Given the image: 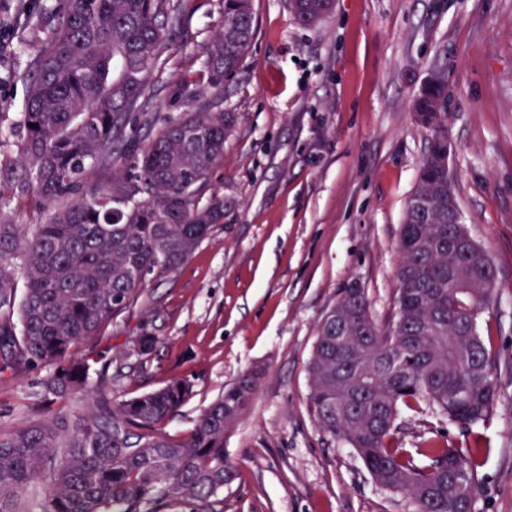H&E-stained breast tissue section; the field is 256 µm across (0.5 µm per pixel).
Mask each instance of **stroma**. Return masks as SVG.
<instances>
[{"label":"stroma","instance_id":"1","mask_svg":"<svg viewBox=\"0 0 512 512\" xmlns=\"http://www.w3.org/2000/svg\"><path fill=\"white\" fill-rule=\"evenodd\" d=\"M47 0H0V141L12 142L26 82L49 28ZM255 36L238 77L216 90L204 50L223 21L221 0H181L174 43L151 66L148 109L158 120L219 99L238 121L210 189L224 222L167 280L147 279L138 303L96 345L124 350L149 327L148 356L113 363L122 400L179 377L192 386L165 424L186 437L244 372L255 397L224 440L236 478L223 512H412L355 451L319 428L308 364L320 317L358 285L374 319L392 322L397 241L431 132L412 98L444 65L450 174L464 222L490 255L497 288L481 314L498 352L499 397L465 431L405 412V447L433 435L459 446L482 436L475 512H512V0H335L332 15L298 24L288 0H254ZM38 372H0V433L53 411L85 414L88 400L47 405Z\"/></svg>","mask_w":512,"mask_h":512}]
</instances>
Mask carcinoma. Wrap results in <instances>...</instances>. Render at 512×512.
Wrapping results in <instances>:
<instances>
[{"instance_id": "1", "label": "carcinoma", "mask_w": 512, "mask_h": 512, "mask_svg": "<svg viewBox=\"0 0 512 512\" xmlns=\"http://www.w3.org/2000/svg\"><path fill=\"white\" fill-rule=\"evenodd\" d=\"M288 7L304 25L329 16L316 0ZM222 9L224 25L205 49L214 89L238 75L255 33L254 0H222ZM49 12L57 24L26 75L24 134L13 142L17 158L0 168V202L31 195L54 210L44 224L0 219V371L42 369L47 401L92 395L95 406L77 420L59 414L0 434V512H24L23 494L37 481L43 512H220L218 494L236 474L224 435L260 374H244L175 440L162 425L189 397L188 382L117 401L112 382L92 376L106 352L79 359L72 350L135 303L147 276L169 277L223 223L224 198L201 199L237 117L217 99L161 123L145 111L173 0H52ZM430 74L413 108L438 116L397 244L396 319L378 324L364 291L345 288L331 309L346 322L345 338L319 319L309 399L320 429L414 512H459V491L476 498L489 449L434 438L405 448L399 438L404 408L467 430L497 400L493 337L477 330L495 268L451 223L459 202L440 164L447 83L442 68ZM97 165L106 180L87 192ZM157 341L144 328L120 357L147 356Z\"/></svg>"}]
</instances>
